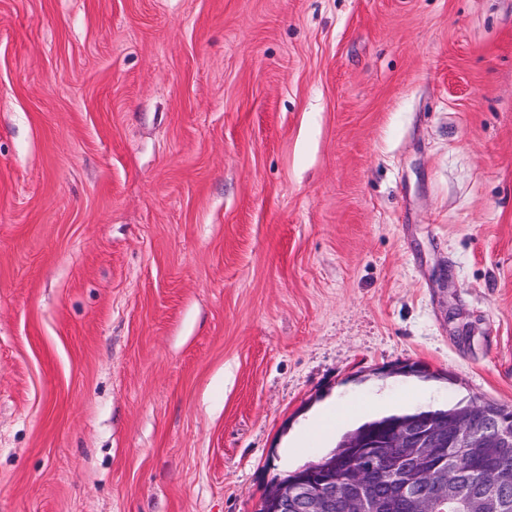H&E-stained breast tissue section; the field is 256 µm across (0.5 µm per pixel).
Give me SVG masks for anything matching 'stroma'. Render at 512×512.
<instances>
[{"label": "stroma", "instance_id": "1", "mask_svg": "<svg viewBox=\"0 0 512 512\" xmlns=\"http://www.w3.org/2000/svg\"><path fill=\"white\" fill-rule=\"evenodd\" d=\"M477 399L512 0H0V512H257Z\"/></svg>", "mask_w": 512, "mask_h": 512}]
</instances>
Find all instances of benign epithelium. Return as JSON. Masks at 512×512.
<instances>
[{
  "label": "benign epithelium",
  "instance_id": "obj_1",
  "mask_svg": "<svg viewBox=\"0 0 512 512\" xmlns=\"http://www.w3.org/2000/svg\"><path fill=\"white\" fill-rule=\"evenodd\" d=\"M361 452L345 459L323 458L306 467L291 484H270L260 503L263 512H442L461 505L466 512H500L498 492L512 483L503 464L512 450V418L485 421L475 403L451 415L400 423L385 433L365 429L346 443ZM468 457L483 461L485 487L448 472ZM390 489L383 497L380 486Z\"/></svg>",
  "mask_w": 512,
  "mask_h": 512
}]
</instances>
